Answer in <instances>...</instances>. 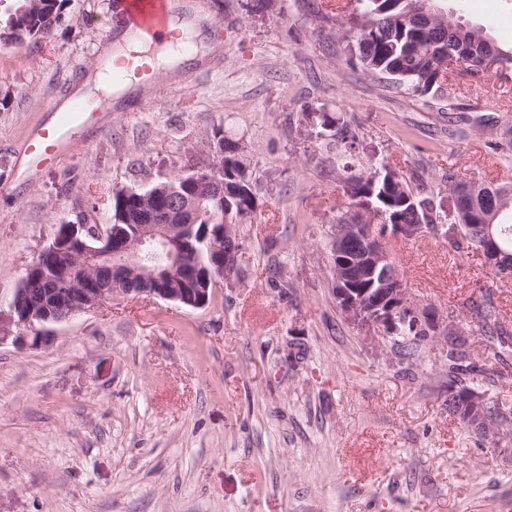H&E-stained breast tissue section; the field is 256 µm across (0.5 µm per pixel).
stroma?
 Instances as JSON below:
<instances>
[{
    "label": "stroma",
    "instance_id": "1",
    "mask_svg": "<svg viewBox=\"0 0 512 512\" xmlns=\"http://www.w3.org/2000/svg\"><path fill=\"white\" fill-rule=\"evenodd\" d=\"M113 0H67L52 36L0 45V512H512V441L448 414L440 348L409 360L347 322L328 241L349 199L323 107L434 188L447 172L512 183L490 147L512 129V79L453 74L417 96L346 64L356 0H179L208 50L113 100L65 157L18 169L27 135L93 74L126 27ZM512 46V0H439ZM244 145L256 198L238 278L208 307L128 298L22 336L9 300L63 224H107L112 191L209 162L213 127ZM410 300L472 326L480 287L512 331V280L426 234L392 240Z\"/></svg>",
    "mask_w": 512,
    "mask_h": 512
}]
</instances>
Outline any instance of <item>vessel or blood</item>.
<instances>
[{
	"instance_id": "b4317fda",
	"label": "vessel or blood",
	"mask_w": 512,
	"mask_h": 512,
	"mask_svg": "<svg viewBox=\"0 0 512 512\" xmlns=\"http://www.w3.org/2000/svg\"><path fill=\"white\" fill-rule=\"evenodd\" d=\"M118 9L124 12L130 32L144 39L146 45H154L160 38L179 44L181 32L173 28L175 15L171 0H114ZM149 84L154 80V71L146 58L128 61L125 70L115 71V79L125 74ZM108 103L101 97H91L76 102L69 112L59 115L49 126L31 133L23 150L25 164L31 168L57 161L67 144L79 131L97 124Z\"/></svg>"
}]
</instances>
